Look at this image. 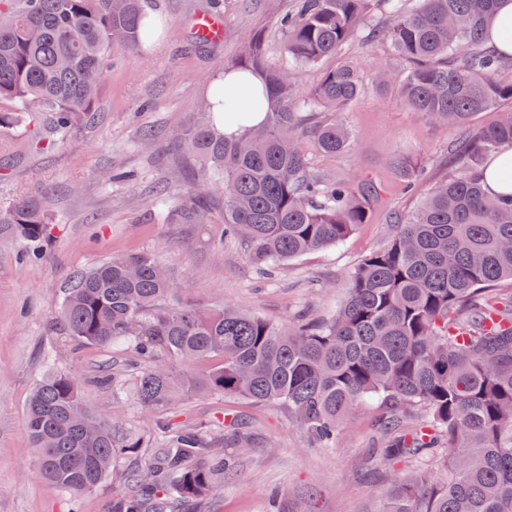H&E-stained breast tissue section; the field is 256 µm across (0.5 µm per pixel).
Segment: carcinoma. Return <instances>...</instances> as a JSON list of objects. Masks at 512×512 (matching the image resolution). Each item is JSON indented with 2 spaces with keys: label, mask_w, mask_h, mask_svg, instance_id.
Returning a JSON list of instances; mask_svg holds the SVG:
<instances>
[{
  "label": "carcinoma",
  "mask_w": 512,
  "mask_h": 512,
  "mask_svg": "<svg viewBox=\"0 0 512 512\" xmlns=\"http://www.w3.org/2000/svg\"><path fill=\"white\" fill-rule=\"evenodd\" d=\"M296 0L279 20L288 63L266 52L251 30L229 69L259 72L264 122L238 139L214 113L180 131L207 163L195 186L224 193V235L269 272L349 237L368 221L371 188L312 169L298 141L336 155L351 144L344 120L364 85L350 62L323 70L305 95L296 72L322 64L356 38L374 11L387 14L377 37L406 65L392 82L372 78L426 119L471 134L455 145L447 181L428 183L423 167L391 161L403 185L422 195L397 215L394 234L351 272L347 296L322 324L263 319L226 303L184 300L156 254L110 258L68 289L59 314L73 341L125 345L140 371L112 392L131 391L153 425L118 435L85 400L78 382L49 367L26 408L34 462L52 486L77 497L95 489L123 450L150 449L124 475L112 512H176L230 477L222 448L251 436L236 421L203 429L160 421L196 397L278 406L317 445L329 448L350 412L377 398L389 408L380 457L392 475L380 512H512V193L489 197L481 164L512 148V109L472 128L481 112L512 105L499 79L500 55L488 23L498 0ZM154 23L142 0H0V129L55 115L53 140L92 118L111 46L150 43ZM328 117L308 130L311 117ZM0 224L33 247L50 236L41 204L0 209Z\"/></svg>",
  "instance_id": "obj_1"
}]
</instances>
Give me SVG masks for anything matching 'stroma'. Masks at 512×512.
<instances>
[{
    "mask_svg": "<svg viewBox=\"0 0 512 512\" xmlns=\"http://www.w3.org/2000/svg\"><path fill=\"white\" fill-rule=\"evenodd\" d=\"M158 24L151 45L119 47L103 76L94 105L95 123L73 130L44 149L35 133H47L50 113L36 128L0 132V208L22 198L44 203L53 226L40 256L21 258L22 242L0 228V512H112L134 456L116 458L93 491L80 498L47 483L34 464L24 423L28 399L48 367L76 378L89 405L107 423L129 428L145 416L132 394L113 395L102 377L129 376L130 350L76 348L56 317L68 288L100 262L142 251L155 252L181 295L211 304L235 303L263 318L282 321L296 313L322 320L346 296L349 275L381 248L391 213L414 211L421 197L402 188L390 167L397 155L420 158L433 181L447 179L449 145L459 129L432 124L388 92L368 90L345 112L354 134L347 151L310 153L317 172L372 183L380 198L368 223L343 243L281 265L274 279L259 280L236 240L215 250L224 222V197L208 195L199 223L181 220L179 206L191 195L204 164L188 155L177 133L198 120L216 77L255 28L264 29L268 55L282 60L276 26L293 0H144ZM219 10L221 41L200 44L196 16ZM337 61L357 64L370 77L382 68L400 77L403 65L385 44L354 39ZM152 139H143L144 131ZM384 406L361 402L335 445L310 444L285 409L236 400L196 399L171 411L177 422L237 417L254 443L236 449L230 485L194 503L195 512H376L389 473L376 453Z\"/></svg>",
    "mask_w": 512,
    "mask_h": 512,
    "instance_id": "stroma-1",
    "label": "stroma"
}]
</instances>
